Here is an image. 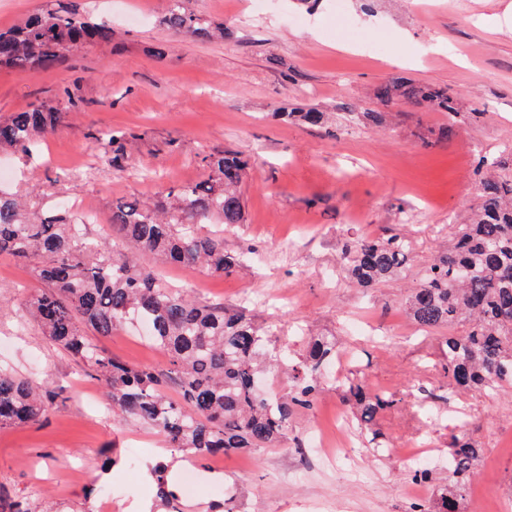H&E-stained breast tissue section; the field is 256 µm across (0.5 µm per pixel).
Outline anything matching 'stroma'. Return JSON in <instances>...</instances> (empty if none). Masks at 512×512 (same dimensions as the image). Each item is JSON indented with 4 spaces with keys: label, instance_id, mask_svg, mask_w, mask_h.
Returning <instances> with one entry per match:
<instances>
[{
    "label": "stroma",
    "instance_id": "1",
    "mask_svg": "<svg viewBox=\"0 0 512 512\" xmlns=\"http://www.w3.org/2000/svg\"><path fill=\"white\" fill-rule=\"evenodd\" d=\"M63 3L79 17L111 23L113 37L73 55L59 69L0 70V121L31 106L64 113L28 163L0 151L9 177L0 190L28 194L55 183L38 199L43 211L82 199L96 211L91 236L114 248L112 205L153 201L160 187L206 175L203 156L232 150L251 161L241 186L245 221L224 231L226 249L242 253L240 271L225 277L166 263H142L162 280L198 297L241 305V292L271 294L252 306L258 323L280 331L279 345L296 350L304 336L335 339L341 375L360 374L398 406L376 429L405 450L435 448L433 470L448 475L458 422L483 450L461 512H503L512 500V389L489 398L457 392L426 423L414 389L442 392L444 356L436 335L417 331L401 301L416 284L406 274L370 291L346 276L342 245L399 234L412 242L416 266L452 244L451 227L468 223L480 204L479 175L467 156H512V0H330L307 13L296 0L255 12L251 0H191L194 12L225 26L223 39L174 36L161 23L167 0H0V28ZM307 14L304 25L290 23ZM384 44V56L360 52ZM403 74L448 88L468 117L451 140L437 138L444 112L400 103L384 126L349 123L344 106L370 108L376 85ZM324 112L321 127L278 120L300 106ZM125 131L120 153L103 152L104 129ZM32 266L0 255V364L53 393L38 422L0 428V497L48 502L55 512H161L150 470L156 462L185 466L156 430L112 414L102 384L52 345L36 323L18 329L16 316L39 291ZM112 357L165 367L166 357L143 336L117 330L100 338ZM347 405L328 383L315 407L296 415L295 435L319 431L337 451L336 466L309 483L282 481L298 460L293 443L202 460L193 467L185 512L229 503L235 512H407L431 502L435 486L409 478V467L368 448L351 426L353 448L340 447L336 416ZM221 482H211L212 473ZM113 498L90 492L94 479Z\"/></svg>",
    "mask_w": 512,
    "mask_h": 512
}]
</instances>
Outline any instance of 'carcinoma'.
I'll list each match as a JSON object with an SVG mask.
<instances>
[{
  "label": "carcinoma",
  "instance_id": "cac0c4a2",
  "mask_svg": "<svg viewBox=\"0 0 512 512\" xmlns=\"http://www.w3.org/2000/svg\"><path fill=\"white\" fill-rule=\"evenodd\" d=\"M180 37L209 40L224 27L177 0L163 19ZM112 41V25L86 21L67 10L34 15L23 24L0 29V68L40 72L55 69L90 43ZM377 107H345L354 122L378 125L385 108L397 102L448 113L439 139L455 135L462 123L448 89L399 76L373 90ZM310 126L324 123L323 113L300 107L282 113ZM65 113L33 106L0 122V150L26 158L36 138L54 131ZM208 175L197 183L161 191L151 205L138 201L112 207V224L124 248L117 251L89 236L86 219L73 214L46 215L27 199L0 192V254L35 262L34 275L44 289L25 307L50 342L93 372L112 398L113 412L147 425L167 445L191 458L208 459L253 449L277 448L290 437L291 418L311 409L320 396L322 372L336 361V343L327 336L303 340L293 364L272 345L275 331L255 323L246 308L228 309L164 283L155 271L136 263L142 253L180 266L201 267L230 276L243 255L224 249V226L244 222L240 185L249 159L238 152L201 158ZM481 206L467 224L455 227L445 253L417 270V286L404 299L409 320L440 337L446 359L442 371L451 389H475L488 397L512 388V180L479 179ZM349 279L371 289L410 269L411 242L404 236L345 242ZM148 323L151 342L169 358V368L130 367L115 361L94 341L116 329ZM465 324L464 334L455 326ZM288 370V392L269 396L258 382ZM181 397L168 396L169 383ZM338 389L361 424L372 425L397 405L391 395L365 380L344 376ZM48 395L27 378L0 367V427L40 419ZM481 448L465 433L454 438L450 456L454 478L440 486L431 504L416 503L410 512H458ZM166 465L152 469L157 496L167 512H182L180 493L164 479Z\"/></svg>",
  "mask_w": 512,
  "mask_h": 512
}]
</instances>
